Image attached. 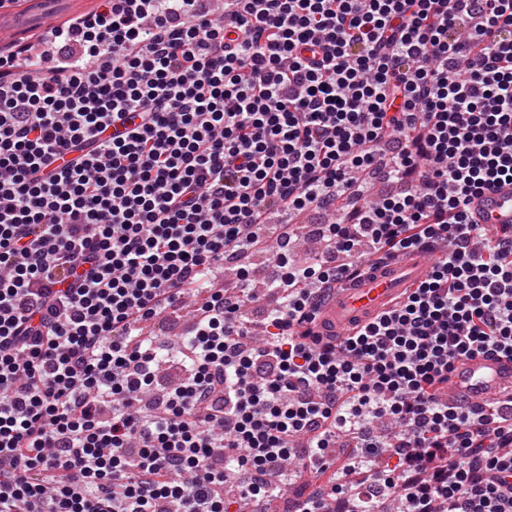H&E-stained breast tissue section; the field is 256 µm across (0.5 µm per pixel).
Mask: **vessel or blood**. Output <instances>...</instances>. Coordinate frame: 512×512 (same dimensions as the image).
<instances>
[{"instance_id":"b4317fda","label":"vessel or blood","mask_w":512,"mask_h":512,"mask_svg":"<svg viewBox=\"0 0 512 512\" xmlns=\"http://www.w3.org/2000/svg\"><path fill=\"white\" fill-rule=\"evenodd\" d=\"M59 2L41 0L38 8L26 9L11 23L0 20V35L19 44L31 31L53 28ZM468 209L471 223L487 228L512 225V183H500L471 198ZM429 271V263L415 257L376 269L326 303L320 323L329 333L344 335L353 324L364 323L385 309L405 288L424 280ZM505 388L512 390V360L497 354H478L459 361L448 375V400L454 404L492 403Z\"/></svg>"}]
</instances>
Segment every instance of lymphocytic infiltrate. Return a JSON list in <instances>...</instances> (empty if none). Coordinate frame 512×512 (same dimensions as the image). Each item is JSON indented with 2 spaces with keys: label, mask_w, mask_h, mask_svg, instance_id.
Segmentation results:
<instances>
[{
  "label": "lymphocytic infiltrate",
  "mask_w": 512,
  "mask_h": 512,
  "mask_svg": "<svg viewBox=\"0 0 512 512\" xmlns=\"http://www.w3.org/2000/svg\"><path fill=\"white\" fill-rule=\"evenodd\" d=\"M38 43V68L0 52V512H237L293 460L333 473L293 512H512V413L444 394L456 362L512 358V226L468 215L512 178V0H99ZM376 174L400 191L369 198ZM341 202L350 261L291 264L279 236L261 333L240 266L187 340L144 334L271 212ZM436 245L318 332L369 259ZM431 262L417 257L394 261L370 272L326 303L320 323L326 331L342 336L355 323H364L385 309L405 288L424 280Z\"/></svg>",
  "instance_id": "lymphocytic-infiltrate-1"
}]
</instances>
